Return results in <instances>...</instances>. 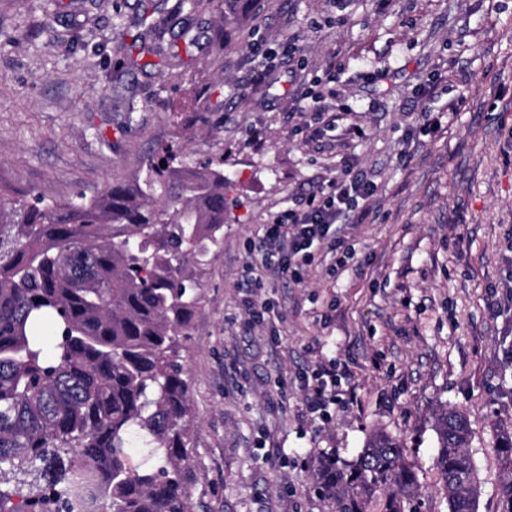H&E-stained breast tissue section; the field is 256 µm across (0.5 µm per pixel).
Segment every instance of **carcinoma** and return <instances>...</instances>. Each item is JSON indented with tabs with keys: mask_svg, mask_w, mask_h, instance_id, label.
Here are the masks:
<instances>
[{
	"mask_svg": "<svg viewBox=\"0 0 512 512\" xmlns=\"http://www.w3.org/2000/svg\"><path fill=\"white\" fill-rule=\"evenodd\" d=\"M251 11L252 0H224V23ZM180 123H210L200 96ZM225 201L221 164L187 165L171 145L90 197L0 181V512H197L177 337ZM434 430L448 512H478L470 420L443 405ZM135 445L153 464H129ZM497 453L512 512V430ZM406 456L377 431L316 481L337 512H411L420 485Z\"/></svg>",
	"mask_w": 512,
	"mask_h": 512,
	"instance_id": "obj_1",
	"label": "carcinoma"
}]
</instances>
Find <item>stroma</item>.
<instances>
[{
  "instance_id": "obj_1",
  "label": "stroma",
  "mask_w": 512,
  "mask_h": 512,
  "mask_svg": "<svg viewBox=\"0 0 512 512\" xmlns=\"http://www.w3.org/2000/svg\"><path fill=\"white\" fill-rule=\"evenodd\" d=\"M158 0H0V177L61 199L127 179L158 144L224 159V239L195 268L179 339L202 512H336L314 473L368 434L402 440L419 512H447L434 465L439 404L465 409L479 512H500L495 426L512 421V0H258L223 53L219 11L191 14L198 43L141 53L138 23L170 28ZM271 48L255 56L252 44ZM272 72L271 87L260 76ZM336 124L317 127L312 85ZM214 128H182L193 92ZM135 114H127V106ZM377 187L301 281L249 290V247L275 213L344 168ZM254 295L272 312L250 324ZM347 363L353 396L302 420L300 377Z\"/></svg>"
}]
</instances>
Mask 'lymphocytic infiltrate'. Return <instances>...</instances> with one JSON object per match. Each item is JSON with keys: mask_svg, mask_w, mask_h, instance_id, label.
Segmentation results:
<instances>
[{"mask_svg": "<svg viewBox=\"0 0 512 512\" xmlns=\"http://www.w3.org/2000/svg\"><path fill=\"white\" fill-rule=\"evenodd\" d=\"M375 194L374 186L352 171L329 181L326 188L308 195L305 203L280 211L263 227V233L251 252L249 270L263 269L280 274H291L300 279L304 265L314 259V246L326 240L342 245L336 234L337 226L347 220L362 223L366 210L360 202L369 201ZM344 367L330 359L319 363L310 375L301 381L305 414L314 416L329 406L346 401L347 392L341 386Z\"/></svg>", "mask_w": 512, "mask_h": 512, "instance_id": "obj_1", "label": "lymphocytic infiltrate"}]
</instances>
